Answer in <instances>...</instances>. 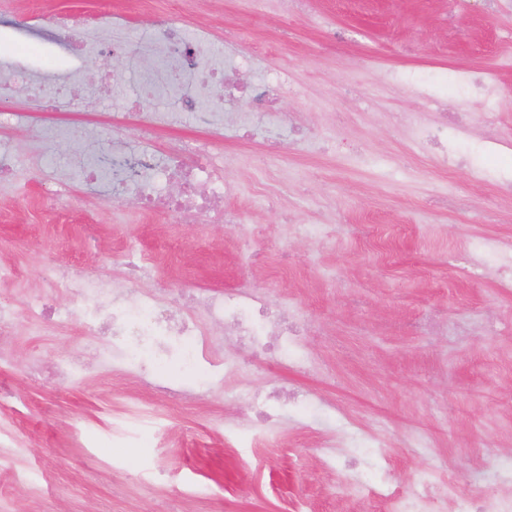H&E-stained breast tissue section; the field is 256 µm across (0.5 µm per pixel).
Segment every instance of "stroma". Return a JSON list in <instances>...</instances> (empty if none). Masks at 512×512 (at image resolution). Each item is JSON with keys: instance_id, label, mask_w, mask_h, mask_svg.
<instances>
[{"instance_id": "1", "label": "stroma", "mask_w": 512, "mask_h": 512, "mask_svg": "<svg viewBox=\"0 0 512 512\" xmlns=\"http://www.w3.org/2000/svg\"><path fill=\"white\" fill-rule=\"evenodd\" d=\"M0 0V74L40 65L47 46L39 32L58 15L93 13L105 54L74 67L107 72L115 85L90 92V107L51 112L44 98L15 88L0 98V140L16 151L17 175L0 181V266L22 272L0 280V306L19 313L12 336L0 340V512H384L350 490L352 471L334 466L321 443L344 419L357 422L366 482L404 486L432 473L436 492L447 478L459 491L493 483L512 459V289L504 275L466 279L448 260L460 240L512 237V204L495 224H474L473 213L495 195L496 173L512 167V149L485 156L491 135L512 137V0H307L303 10L258 16L251 0ZM183 29H207L215 51L224 32L259 79L282 74L270 134L289 123L308 126L320 144L275 159L269 187L283 202L263 204L253 181L261 142L206 129L192 118L159 130L157 157L188 139L210 142V161L224 170L228 204L240 226L180 224L167 212L141 213L135 200L101 196L80 179L83 144L42 139L43 122L81 118L100 128L102 153L116 143L136 149L135 106L129 105L147 65L148 37L171 16ZM496 78L499 93L489 121H480L482 95L467 71ZM472 117L458 142L460 165L441 169L436 146L417 143L403 117L421 126L449 113ZM50 154L65 192L47 205L39 158ZM265 236L253 253L239 241L248 225ZM297 224L325 225L328 246L294 232ZM115 282L127 263L147 257L154 270L145 292L182 307V290L221 294L270 277L271 303L296 309L314 324L299 345L314 353L317 370L255 362L239 378L224 374L238 358L220 326L212 352L197 366L182 354V337L157 359L137 360L111 339L85 333V305L51 288L42 252ZM337 270L328 281L327 270ZM55 310L50 329L35 334L28 306ZM65 359L79 371L63 379L38 373ZM288 383L306 392L311 407L283 414L276 438L253 444V414L242 388ZM187 393L162 400L156 386Z\"/></svg>"}]
</instances>
